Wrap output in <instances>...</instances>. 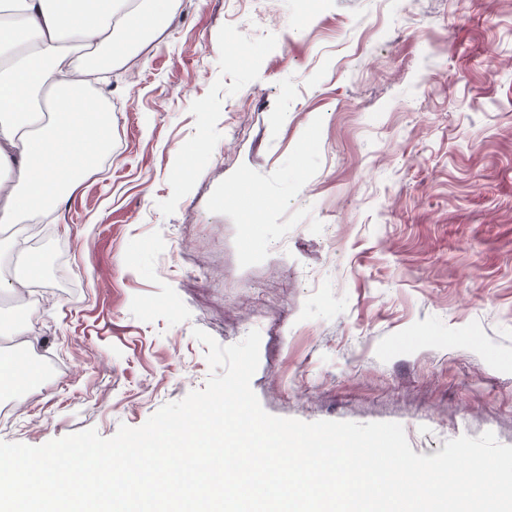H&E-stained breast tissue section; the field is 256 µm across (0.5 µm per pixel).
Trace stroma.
<instances>
[{
  "mask_svg": "<svg viewBox=\"0 0 512 512\" xmlns=\"http://www.w3.org/2000/svg\"><path fill=\"white\" fill-rule=\"evenodd\" d=\"M100 84L0 441L113 437L261 334L269 414L512 445V0H174Z\"/></svg>",
  "mask_w": 512,
  "mask_h": 512,
  "instance_id": "stroma-1",
  "label": "stroma"
}]
</instances>
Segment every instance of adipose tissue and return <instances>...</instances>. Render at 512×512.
<instances>
[{"label": "adipose tissue", "mask_w": 512, "mask_h": 512, "mask_svg": "<svg viewBox=\"0 0 512 512\" xmlns=\"http://www.w3.org/2000/svg\"><path fill=\"white\" fill-rule=\"evenodd\" d=\"M172 0H0V226L48 213L109 145L111 113L88 78L123 65ZM88 49L82 63L67 59Z\"/></svg>", "instance_id": "adipose-tissue-1"}]
</instances>
